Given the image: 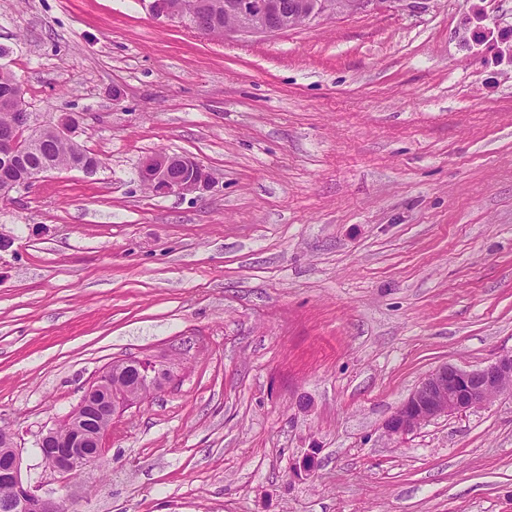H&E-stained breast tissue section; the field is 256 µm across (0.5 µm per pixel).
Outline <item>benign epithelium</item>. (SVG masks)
Wrapping results in <instances>:
<instances>
[{"instance_id": "1", "label": "benign epithelium", "mask_w": 512, "mask_h": 512, "mask_svg": "<svg viewBox=\"0 0 512 512\" xmlns=\"http://www.w3.org/2000/svg\"><path fill=\"white\" fill-rule=\"evenodd\" d=\"M326 7L323 0H297L292 5L295 22L291 23L281 0H150L153 15L166 17L203 35L220 23L224 24L226 33L277 34L322 16ZM14 87V93L6 100L9 111L13 112L12 133L0 138V159L4 161L22 156L24 146L38 143L42 133V129L31 124L19 82H14ZM76 122V118L67 116L53 128L58 137L81 151L84 146L73 137ZM48 172V168H28L17 179H0V198L7 199L11 193L33 185ZM140 178L160 197L197 193L207 189L212 180L211 173L194 158L166 153L145 158L140 165ZM177 380L173 368L158 365L145 386L157 392L173 386ZM511 389L512 352L474 370L443 365L428 374L386 421L385 433L392 438H403L436 418L481 408ZM142 399L143 396L131 390H112V366H107L65 418L73 433L67 436L57 425L39 439L38 447L48 451L50 469L74 478L87 466L97 463L106 451L104 444L112 422ZM0 454L7 458L6 466L0 468V483L12 491L14 512H63L60 504L40 496L23 480L21 457L12 436H5Z\"/></svg>"}]
</instances>
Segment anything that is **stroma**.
<instances>
[{
    "mask_svg": "<svg viewBox=\"0 0 512 512\" xmlns=\"http://www.w3.org/2000/svg\"><path fill=\"white\" fill-rule=\"evenodd\" d=\"M503 34L512 0L224 38L147 0H0L34 125L77 116L102 161L0 201V429L23 479L76 512H512V392L384 431L434 369L512 351ZM159 152L210 187L154 196L138 167ZM130 357L180 379L61 480L39 437Z\"/></svg>",
    "mask_w": 512,
    "mask_h": 512,
    "instance_id": "obj_1",
    "label": "stroma"
}]
</instances>
